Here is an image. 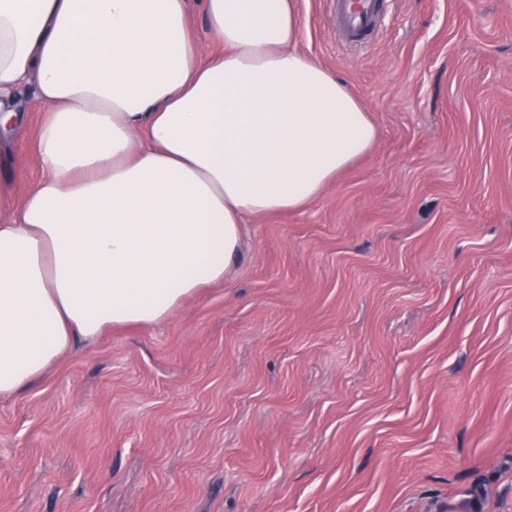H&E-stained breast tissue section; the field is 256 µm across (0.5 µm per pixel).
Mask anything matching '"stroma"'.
<instances>
[{
	"instance_id": "stroma-1",
	"label": "stroma",
	"mask_w": 512,
	"mask_h": 512,
	"mask_svg": "<svg viewBox=\"0 0 512 512\" xmlns=\"http://www.w3.org/2000/svg\"><path fill=\"white\" fill-rule=\"evenodd\" d=\"M298 48L368 154L256 216L224 283L0 396V512H512V0H383ZM39 114L0 137L22 171ZM330 21L354 44H365L381 26L384 13L380 0H332Z\"/></svg>"
}]
</instances>
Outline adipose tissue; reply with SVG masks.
<instances>
[{
    "label": "adipose tissue",
    "instance_id": "adipose-tissue-1",
    "mask_svg": "<svg viewBox=\"0 0 512 512\" xmlns=\"http://www.w3.org/2000/svg\"><path fill=\"white\" fill-rule=\"evenodd\" d=\"M0 0V127L33 85L41 178L0 158V395L80 340L168 320L223 283L251 217L317 199L376 137L297 49L296 0ZM191 20L201 53L205 57H208L221 51L222 45H220L207 30L198 1L192 2Z\"/></svg>",
    "mask_w": 512,
    "mask_h": 512
}]
</instances>
